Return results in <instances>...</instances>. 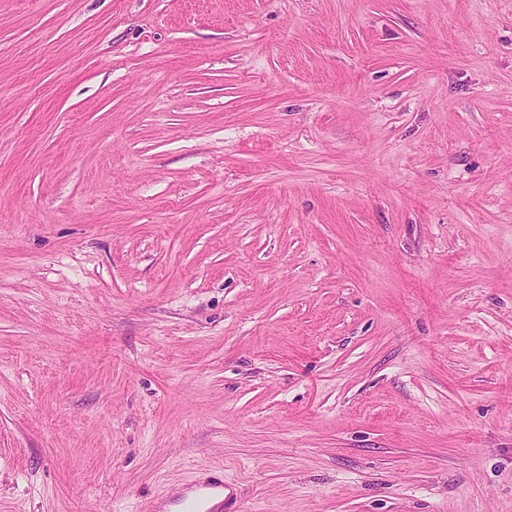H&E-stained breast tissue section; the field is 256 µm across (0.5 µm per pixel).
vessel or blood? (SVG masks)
<instances>
[{
    "mask_svg": "<svg viewBox=\"0 0 512 512\" xmlns=\"http://www.w3.org/2000/svg\"><path fill=\"white\" fill-rule=\"evenodd\" d=\"M155 512H244L237 484L223 473L199 477L177 495L162 501Z\"/></svg>",
    "mask_w": 512,
    "mask_h": 512,
    "instance_id": "vessel-or-blood-1",
    "label": "vessel or blood"
}]
</instances>
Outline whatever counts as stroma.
<instances>
[{"label": "stroma", "instance_id": "obj_1", "mask_svg": "<svg viewBox=\"0 0 512 512\" xmlns=\"http://www.w3.org/2000/svg\"><path fill=\"white\" fill-rule=\"evenodd\" d=\"M512 512V0H0V512ZM210 474L185 484L151 512H243L236 482L224 479L220 472Z\"/></svg>", "mask_w": 512, "mask_h": 512}]
</instances>
